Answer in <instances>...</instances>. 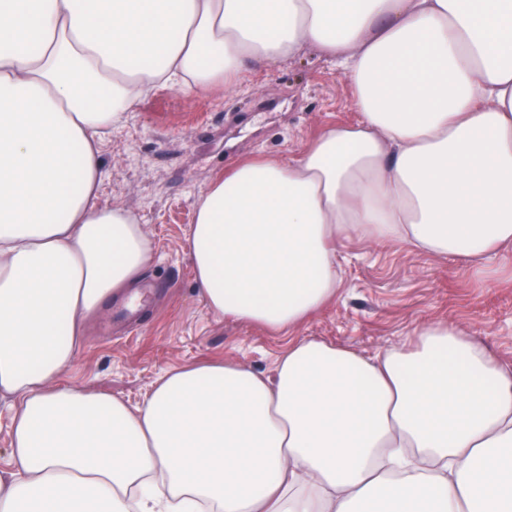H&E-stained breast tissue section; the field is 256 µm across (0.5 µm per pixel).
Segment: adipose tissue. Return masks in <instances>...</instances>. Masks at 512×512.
<instances>
[{"mask_svg": "<svg viewBox=\"0 0 512 512\" xmlns=\"http://www.w3.org/2000/svg\"><path fill=\"white\" fill-rule=\"evenodd\" d=\"M307 48L358 122L225 167L185 238L206 307L276 333L335 298L347 237L512 248V0H0V512H512V369L444 324L372 358L297 337L271 377L201 360L134 408L56 385L152 256L96 201L105 131Z\"/></svg>", "mask_w": 512, "mask_h": 512, "instance_id": "1", "label": "adipose tissue"}]
</instances>
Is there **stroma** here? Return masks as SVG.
<instances>
[{"label":"stroma","instance_id":"obj_1","mask_svg":"<svg viewBox=\"0 0 512 512\" xmlns=\"http://www.w3.org/2000/svg\"><path fill=\"white\" fill-rule=\"evenodd\" d=\"M349 77L316 53L257 70L231 86L195 96L157 86L105 137L97 190L144 224L153 253L145 279L159 298L123 327L113 303L90 322L58 386L140 404L166 372L224 358L274 375L287 336L219 317L199 296L185 251L197 194L239 158L298 154L319 130L359 118ZM486 277L461 262L398 243L350 238L339 254L335 301L296 333L376 356L417 326L445 323L512 362V253Z\"/></svg>","mask_w":512,"mask_h":512}]
</instances>
